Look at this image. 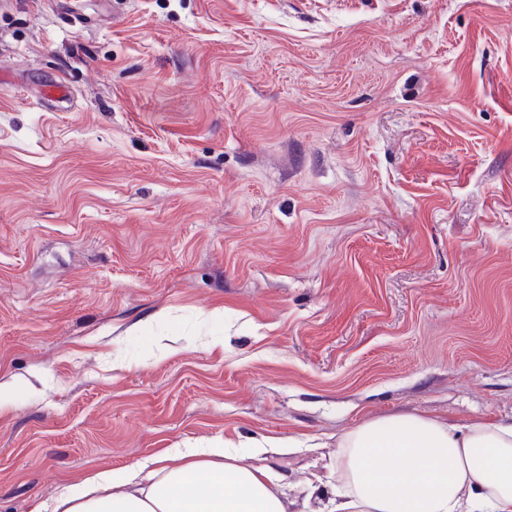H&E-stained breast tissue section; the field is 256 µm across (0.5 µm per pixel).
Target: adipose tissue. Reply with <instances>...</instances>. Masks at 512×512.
Returning a JSON list of instances; mask_svg holds the SVG:
<instances>
[{"label": "adipose tissue", "mask_w": 512, "mask_h": 512, "mask_svg": "<svg viewBox=\"0 0 512 512\" xmlns=\"http://www.w3.org/2000/svg\"><path fill=\"white\" fill-rule=\"evenodd\" d=\"M327 512H512V422L401 413L337 441ZM283 476L239 463L234 444L176 449L146 480L102 471L54 512H288Z\"/></svg>", "instance_id": "obj_1"}]
</instances>
